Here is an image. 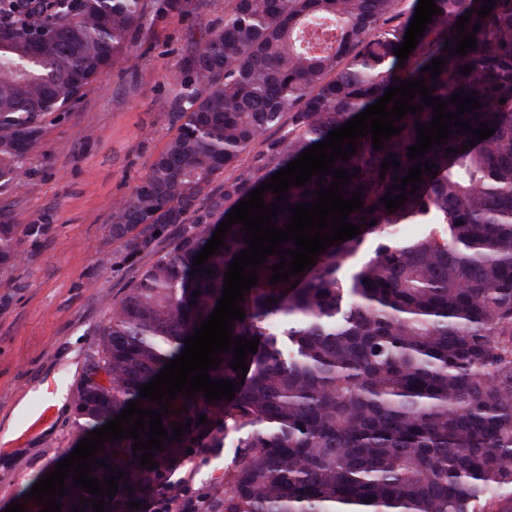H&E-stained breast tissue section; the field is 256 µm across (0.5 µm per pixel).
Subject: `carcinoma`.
Returning <instances> with one entry per match:
<instances>
[{
	"label": "carcinoma",
	"instance_id": "obj_1",
	"mask_svg": "<svg viewBox=\"0 0 512 512\" xmlns=\"http://www.w3.org/2000/svg\"><path fill=\"white\" fill-rule=\"evenodd\" d=\"M419 0H230L224 18L201 45L177 63L180 90L176 134L154 159L147 179L112 207V262L135 272L120 298L104 299L106 320L97 358L74 395L82 434L100 428L138 399L183 340L215 310L228 264L248 248L243 224L205 266L215 274L191 278L203 250L240 200L300 153L328 137L388 91L393 79L418 76L446 58L432 96L449 102L465 88L483 107L463 115L472 127L497 122L495 134L462 150L467 135L426 153L437 176L422 172L421 189L392 213L380 198L394 176L418 162L407 155L415 122L375 150L371 135L335 167L352 172L349 190L365 187L363 208L348 221L361 234L319 254L316 265L289 282L268 284L267 257L259 282L244 292L245 317L232 334L259 339L246 355L245 378L228 366L213 379L243 380L231 401L180 396L163 426L192 419L182 442H162L159 466L139 467L134 439L105 442L101 459L126 471L110 512H137L159 487L167 461L197 434L224 418L209 447L232 440L234 466L209 512H512V0L490 15L472 13L478 49L454 57L443 51L458 18L480 0H435L432 17L403 66L393 49ZM145 0H0V189L15 183L36 154L42 118L67 112L85 87L126 55L143 19ZM44 30L48 36L34 38ZM470 66L463 75L459 67ZM506 103H499L500 99ZM258 165L214 183L253 146ZM460 150L445 156L447 148ZM397 154L400 168L379 179ZM365 217L367 225H360ZM462 224H457V221ZM434 224L427 235L385 236L374 256L347 278L339 275L372 231L368 223ZM179 233L170 239L169 229ZM18 225L0 215V277L20 260ZM297 287H291V284ZM201 290L197 303L191 294ZM277 303L266 307V300ZM102 370L108 386L91 376ZM207 422L199 424L198 417ZM132 466H127V463ZM131 485L133 491L125 490ZM62 498L70 512L79 496L108 500L80 488Z\"/></svg>",
	"mask_w": 512,
	"mask_h": 512
}]
</instances>
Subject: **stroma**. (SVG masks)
<instances>
[{"mask_svg": "<svg viewBox=\"0 0 512 512\" xmlns=\"http://www.w3.org/2000/svg\"><path fill=\"white\" fill-rule=\"evenodd\" d=\"M191 12L149 8L127 55L90 83L69 111L43 119L39 151L0 210L18 224L22 259L0 279V427L15 419L25 396L74 395L96 351L104 298L122 296L130 273L102 264L117 246L109 233L113 205L146 179L177 126L161 102H175L177 62L224 15V0H194ZM74 404L51 410L32 428L0 444V512L21 499L52 465L79 444ZM230 447L210 448L206 435L192 453L166 465L157 501L185 504L224 488Z\"/></svg>", "mask_w": 512, "mask_h": 512, "instance_id": "1", "label": "stroma"}]
</instances>
